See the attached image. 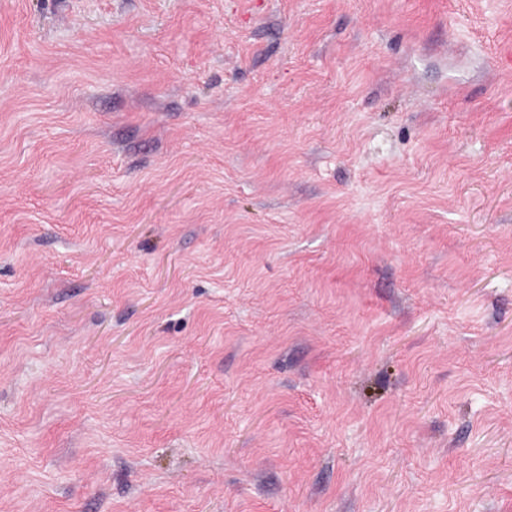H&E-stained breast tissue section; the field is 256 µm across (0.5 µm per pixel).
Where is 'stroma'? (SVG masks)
<instances>
[{
	"instance_id": "35a3bbf8",
	"label": "stroma",
	"mask_w": 512,
	"mask_h": 512,
	"mask_svg": "<svg viewBox=\"0 0 512 512\" xmlns=\"http://www.w3.org/2000/svg\"><path fill=\"white\" fill-rule=\"evenodd\" d=\"M512 0H0V512H512Z\"/></svg>"
}]
</instances>
